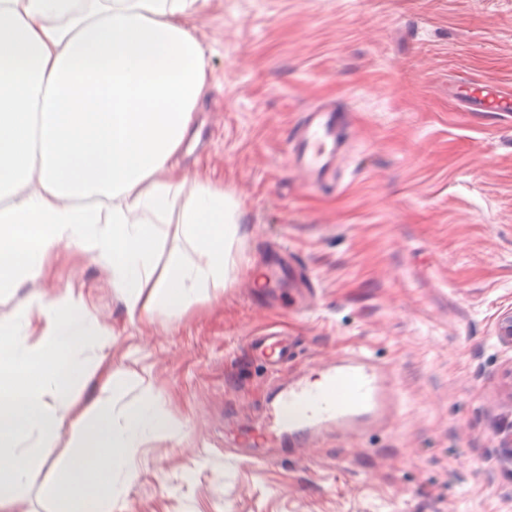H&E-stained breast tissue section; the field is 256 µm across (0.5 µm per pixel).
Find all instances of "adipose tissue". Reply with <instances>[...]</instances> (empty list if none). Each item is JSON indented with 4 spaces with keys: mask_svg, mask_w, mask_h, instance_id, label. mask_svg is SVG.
<instances>
[{
    "mask_svg": "<svg viewBox=\"0 0 512 512\" xmlns=\"http://www.w3.org/2000/svg\"><path fill=\"white\" fill-rule=\"evenodd\" d=\"M204 2L0 0V295L40 278L64 247L101 264L132 319L232 280L238 205L221 185L188 182L180 163L206 79L187 19ZM171 222L188 250L154 289ZM111 344L72 288L32 293L0 321V512L34 482L64 424L78 441L45 489L56 512H112L113 472L178 429L148 387L118 425L111 409H77L60 375L90 380Z\"/></svg>",
    "mask_w": 512,
    "mask_h": 512,
    "instance_id": "ef3b65f1",
    "label": "adipose tissue"
}]
</instances>
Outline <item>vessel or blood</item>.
Instances as JSON below:
<instances>
[{
	"label": "vessel or blood",
	"instance_id": "vessel-or-blood-1",
	"mask_svg": "<svg viewBox=\"0 0 512 512\" xmlns=\"http://www.w3.org/2000/svg\"><path fill=\"white\" fill-rule=\"evenodd\" d=\"M457 96L473 112H512V94L491 84L461 85ZM344 124L343 113L327 104L306 112L289 149V162L303 187L315 189L336 181ZM246 345L266 363L275 390L268 424L253 431L254 440L267 447L306 455L326 436L357 439L386 429L400 416L401 399L391 367L361 350L340 353L324 391L316 393L308 391L295 372H284L290 357L284 336L267 331L248 336Z\"/></svg>",
	"mask_w": 512,
	"mask_h": 512
}]
</instances>
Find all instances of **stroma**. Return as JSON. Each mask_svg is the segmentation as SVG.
I'll list each match as a JSON object with an SVG mask.
<instances>
[{"mask_svg":"<svg viewBox=\"0 0 512 512\" xmlns=\"http://www.w3.org/2000/svg\"><path fill=\"white\" fill-rule=\"evenodd\" d=\"M190 27L207 84L181 164L239 205L232 282L133 322L105 269L65 247L0 300L4 321L32 289L83 291L129 380L117 400L95 379L70 395L122 415L149 386L179 422L113 474L112 512H512L498 458L512 352L496 336L512 308V112L455 99L465 81L512 91V0H207ZM322 102L345 112L346 146L338 186L307 190L287 147ZM281 242L319 284L309 311L288 283H242ZM266 330L292 336L311 375L354 348L392 364L401 417L275 463L242 446L271 396L244 339ZM70 442L66 429L46 449L13 512H51L42 488Z\"/></svg>","mask_w":512,"mask_h":512,"instance_id":"stroma-1","label":"stroma"}]
</instances>
